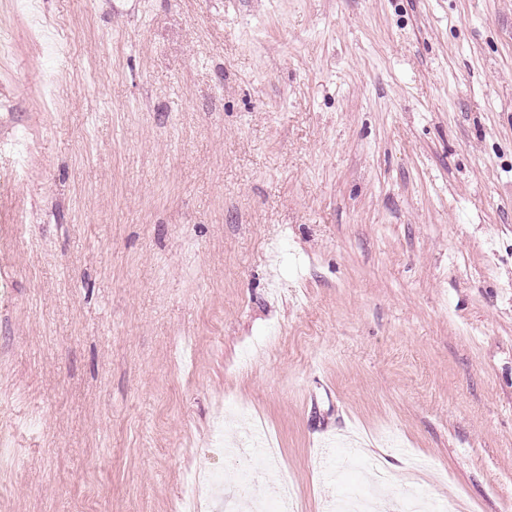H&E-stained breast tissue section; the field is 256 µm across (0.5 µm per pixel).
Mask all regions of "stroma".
I'll use <instances>...</instances> for the list:
<instances>
[{"instance_id":"35a3bbf8","label":"stroma","mask_w":512,"mask_h":512,"mask_svg":"<svg viewBox=\"0 0 512 512\" xmlns=\"http://www.w3.org/2000/svg\"><path fill=\"white\" fill-rule=\"evenodd\" d=\"M38 2L0 0V512L383 468L399 512L415 461L512 512V0ZM254 415L278 456L216 453Z\"/></svg>"}]
</instances>
